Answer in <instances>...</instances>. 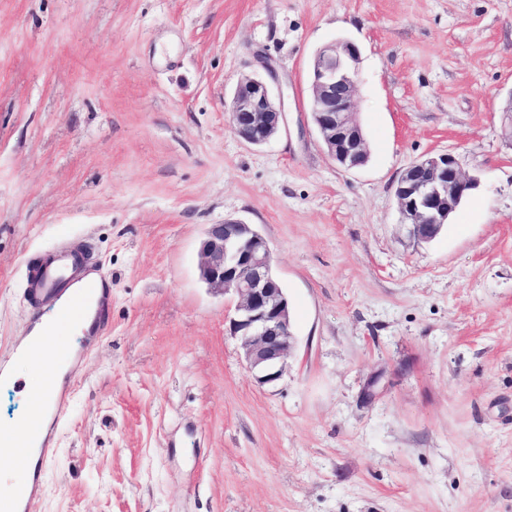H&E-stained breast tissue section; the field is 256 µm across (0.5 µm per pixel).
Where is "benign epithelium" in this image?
<instances>
[{
	"label": "benign epithelium",
	"instance_id": "1",
	"mask_svg": "<svg viewBox=\"0 0 512 512\" xmlns=\"http://www.w3.org/2000/svg\"><path fill=\"white\" fill-rule=\"evenodd\" d=\"M360 51L349 40L321 48L310 68L309 114L335 163L347 170L363 166L368 150L356 118ZM230 127L252 145L270 141L284 121L271 83L255 76L238 79L229 108ZM476 180L462 170L454 151L411 162L395 189L402 224L419 242L434 239ZM200 279L235 300L231 331L258 383L281 379L293 343L288 298L273 270L266 239L250 224L226 220L207 227L199 249Z\"/></svg>",
	"mask_w": 512,
	"mask_h": 512
}]
</instances>
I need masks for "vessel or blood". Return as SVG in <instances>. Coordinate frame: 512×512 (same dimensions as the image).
<instances>
[{
	"mask_svg": "<svg viewBox=\"0 0 512 512\" xmlns=\"http://www.w3.org/2000/svg\"><path fill=\"white\" fill-rule=\"evenodd\" d=\"M28 306L30 326L38 331L33 345L38 348L55 345L56 330L61 323L99 312L102 301L98 297L97 282L85 276L79 256L61 251L34 268ZM64 358V353H57L55 365ZM55 365L45 373L41 421L30 425L27 434L16 439L17 447L23 450L19 465L27 481L17 486L15 496L0 498V512H34L36 507L42 472L50 460L53 435L65 412V401L56 394Z\"/></svg>",
	"mask_w": 512,
	"mask_h": 512,
	"instance_id": "obj_1",
	"label": "vessel or blood"
}]
</instances>
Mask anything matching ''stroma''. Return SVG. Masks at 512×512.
Returning <instances> with one entry per match:
<instances>
[{
    "mask_svg": "<svg viewBox=\"0 0 512 512\" xmlns=\"http://www.w3.org/2000/svg\"><path fill=\"white\" fill-rule=\"evenodd\" d=\"M361 52L369 160L307 112L318 49ZM273 65L285 112L250 145L226 112ZM512 0H0V357L29 269L60 245L111 284L35 512H512ZM453 150L476 187L432 241L403 169ZM267 240L293 348L262 385L208 225Z\"/></svg>",
    "mask_w": 512,
    "mask_h": 512,
    "instance_id": "1",
    "label": "stroma"
}]
</instances>
